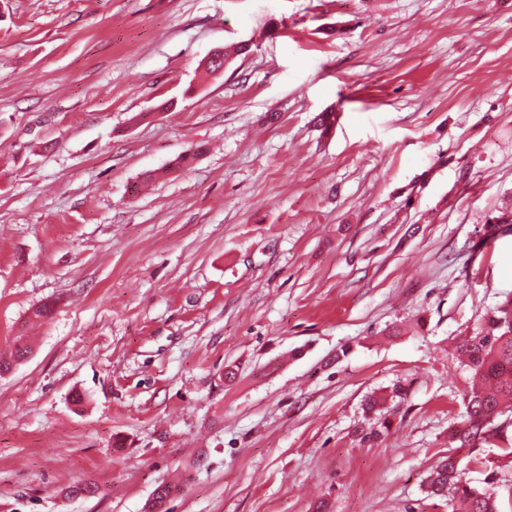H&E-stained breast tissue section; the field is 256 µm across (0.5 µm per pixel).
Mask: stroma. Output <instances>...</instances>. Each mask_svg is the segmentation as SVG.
Instances as JSON below:
<instances>
[{
	"mask_svg": "<svg viewBox=\"0 0 512 512\" xmlns=\"http://www.w3.org/2000/svg\"><path fill=\"white\" fill-rule=\"evenodd\" d=\"M510 296L512 0H0V512H448Z\"/></svg>",
	"mask_w": 512,
	"mask_h": 512,
	"instance_id": "35a3bbf8",
	"label": "stroma"
}]
</instances>
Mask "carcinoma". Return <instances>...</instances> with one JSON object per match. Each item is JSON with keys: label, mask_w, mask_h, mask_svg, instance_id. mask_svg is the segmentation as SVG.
Masks as SVG:
<instances>
[{"label": "carcinoma", "mask_w": 512, "mask_h": 512, "mask_svg": "<svg viewBox=\"0 0 512 512\" xmlns=\"http://www.w3.org/2000/svg\"><path fill=\"white\" fill-rule=\"evenodd\" d=\"M30 352L28 345L15 344L10 356H0V370H9ZM457 352L471 373V390L461 425L450 432L449 440L467 449V454L450 452L440 458L429 474L427 494L449 496L451 512H501L493 482L478 489L467 482L465 474L478 461L473 450L489 441L496 432L497 417L512 408V299L488 311L473 335L460 343ZM170 496L171 487L158 485L149 512H170Z\"/></svg>", "instance_id": "obj_1"}]
</instances>
